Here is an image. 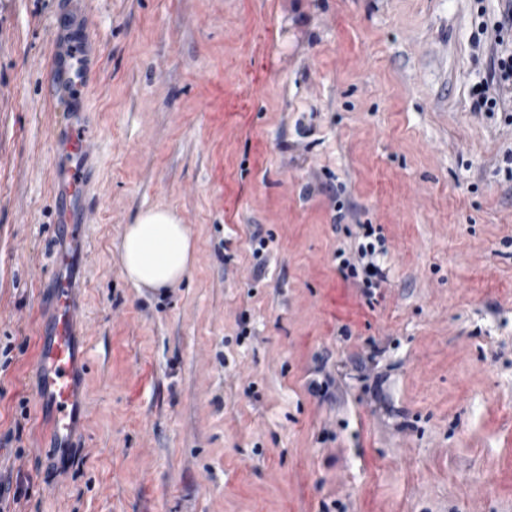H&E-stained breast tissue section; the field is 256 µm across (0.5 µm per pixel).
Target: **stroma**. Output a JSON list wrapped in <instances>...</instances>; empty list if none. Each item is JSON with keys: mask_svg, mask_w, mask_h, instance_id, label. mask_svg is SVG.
<instances>
[{"mask_svg": "<svg viewBox=\"0 0 512 512\" xmlns=\"http://www.w3.org/2000/svg\"><path fill=\"white\" fill-rule=\"evenodd\" d=\"M503 0H0V507L5 512H512V98L472 111ZM100 37L85 99L88 263L70 269L89 366L70 467L40 443L39 328L55 239V28ZM252 120L215 138L208 77ZM242 191L215 208L209 159ZM175 210L190 274L120 272L128 224ZM380 229L387 279L337 249ZM268 248L254 257V237ZM263 273H256L257 262ZM363 238L372 239L366 243H360L357 248L356 258L346 256L342 249L336 251V261L344 274L345 279L361 277V283L366 294H372L371 288H378L381 282L387 279L384 268L375 260L377 252H385V238L378 234L372 226L363 225ZM347 270V273H344ZM323 309L326 313L341 316L349 321H359V310L342 295V288L336 286V279L323 283Z\"/></svg>", "mask_w": 512, "mask_h": 512, "instance_id": "stroma-1", "label": "stroma"}]
</instances>
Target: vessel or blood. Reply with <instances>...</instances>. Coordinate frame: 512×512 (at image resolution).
Returning <instances> with one entry per match:
<instances>
[{
	"label": "vessel or blood",
	"instance_id": "obj_1",
	"mask_svg": "<svg viewBox=\"0 0 512 512\" xmlns=\"http://www.w3.org/2000/svg\"><path fill=\"white\" fill-rule=\"evenodd\" d=\"M76 33L57 28L52 36L51 82L49 99L63 105L64 123L54 130V150L59 159L54 169L53 194L55 225L69 231L71 237L84 234L88 221L86 186L89 181L87 161L91 155L93 131L85 118L84 92L90 83L88 49L96 39L87 17L76 22ZM242 88H225L223 79L209 78L203 84L204 124L216 135L244 125L249 115L238 111ZM209 185L219 209L237 207L238 192L233 182L224 178V158L210 161ZM52 316L39 334L36 368L41 385L36 395L38 408L50 411V452L59 462L69 458L80 420L76 405V369L82 359L75 346L74 315L67 271L74 262L71 254L53 251ZM323 309L350 321L360 318L359 310L343 295L335 281L324 284Z\"/></svg>",
	"mask_w": 512,
	"mask_h": 512
}]
</instances>
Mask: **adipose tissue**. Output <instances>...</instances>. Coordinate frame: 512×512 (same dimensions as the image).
<instances>
[{
	"label": "adipose tissue",
	"instance_id": "adipose-tissue-1",
	"mask_svg": "<svg viewBox=\"0 0 512 512\" xmlns=\"http://www.w3.org/2000/svg\"><path fill=\"white\" fill-rule=\"evenodd\" d=\"M193 252L191 236L176 212L152 208L127 225L120 245V271L136 287L157 291L189 274Z\"/></svg>",
	"mask_w": 512,
	"mask_h": 512
}]
</instances>
